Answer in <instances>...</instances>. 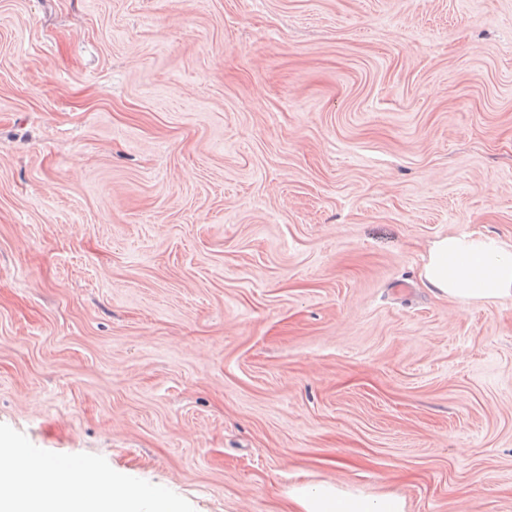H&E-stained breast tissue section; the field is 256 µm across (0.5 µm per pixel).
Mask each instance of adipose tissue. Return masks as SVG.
<instances>
[{
    "instance_id": "adipose-tissue-1",
    "label": "adipose tissue",
    "mask_w": 512,
    "mask_h": 512,
    "mask_svg": "<svg viewBox=\"0 0 512 512\" xmlns=\"http://www.w3.org/2000/svg\"><path fill=\"white\" fill-rule=\"evenodd\" d=\"M423 280L443 297L462 304L512 299V245L474 234H447L434 240L422 266ZM52 467L22 459L0 443V512H182L130 479L84 466L80 490L67 492ZM297 512H409L405 499L323 482L288 490Z\"/></svg>"
}]
</instances>
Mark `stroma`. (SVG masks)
I'll use <instances>...</instances> for the list:
<instances>
[{
    "instance_id": "stroma-1",
    "label": "stroma",
    "mask_w": 512,
    "mask_h": 512,
    "mask_svg": "<svg viewBox=\"0 0 512 512\" xmlns=\"http://www.w3.org/2000/svg\"><path fill=\"white\" fill-rule=\"evenodd\" d=\"M512 0H0V433L183 512H512ZM421 276L463 305L512 299V245L479 234L442 235L428 247ZM287 496L296 512H410L404 498L371 496L331 482L296 486Z\"/></svg>"
}]
</instances>
